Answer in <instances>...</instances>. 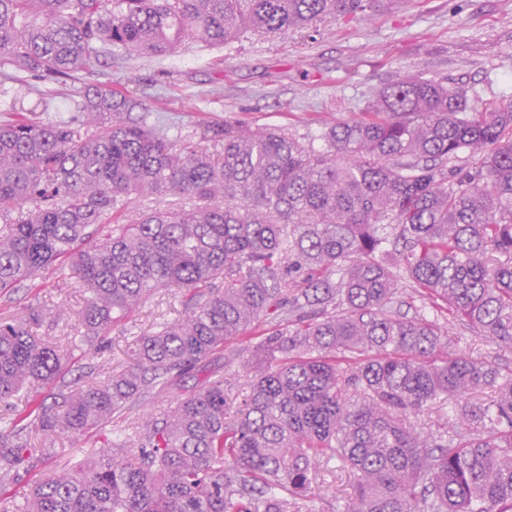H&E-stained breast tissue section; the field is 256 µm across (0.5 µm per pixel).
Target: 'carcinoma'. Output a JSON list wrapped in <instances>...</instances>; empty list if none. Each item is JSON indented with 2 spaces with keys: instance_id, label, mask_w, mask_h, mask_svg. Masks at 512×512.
<instances>
[{
  "instance_id": "carcinoma-1",
  "label": "carcinoma",
  "mask_w": 512,
  "mask_h": 512,
  "mask_svg": "<svg viewBox=\"0 0 512 512\" xmlns=\"http://www.w3.org/2000/svg\"><path fill=\"white\" fill-rule=\"evenodd\" d=\"M381 0H0V63L39 81L98 74L104 53L164 57L248 30L308 29ZM85 114L0 123V289L58 265L84 294L81 335L59 349L0 322V512H301L312 472L356 477L347 512H512V374L445 352L448 333L393 313L406 282L478 336L512 345V100L398 77L364 116L324 128L326 149L239 122L168 136L141 101L94 82ZM472 166L458 164L461 154ZM132 199L160 206L128 218ZM182 317L140 338L103 382L39 389L62 362L158 288ZM244 387L218 376L74 469L39 478L19 507L10 472L28 435L86 437L182 382L263 321ZM495 388L490 404L469 400ZM463 398L448 439L410 415Z\"/></svg>"
}]
</instances>
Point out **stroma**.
<instances>
[{
  "label": "stroma",
  "mask_w": 512,
  "mask_h": 512,
  "mask_svg": "<svg viewBox=\"0 0 512 512\" xmlns=\"http://www.w3.org/2000/svg\"><path fill=\"white\" fill-rule=\"evenodd\" d=\"M407 71L463 83L478 106L512 99V0H384L368 18H327L310 29L278 34L248 32L220 47L187 42L160 58L115 51L105 55L96 80L141 99L173 134L194 138L208 127L241 121L283 130L320 149L326 124L358 120L373 93ZM82 89L79 79L59 84L18 79L0 65V120L19 102L43 121L79 115ZM402 299L405 316L420 314L448 326L449 353L512 368V347L449 324L448 313L424 305L411 291H404ZM182 300L175 288L151 293L113 324L101 339L102 350L68 360L42 398L51 399L60 386L99 382L132 367L138 338L181 316ZM81 305L79 293L50 268L37 287L0 293V319L29 321L37 336L53 342L74 335ZM256 341L252 335L229 343L186 377L178 393L137 402L102 430L101 439H118L160 405L199 390L206 377L223 375L227 388L238 390L247 374L240 351ZM31 441L51 454L44 462L17 466L10 489L19 498L37 477L80 461L81 443L73 437L38 434ZM353 483V474L340 462L317 470L302 502L304 512H345Z\"/></svg>",
  "instance_id": "stroma-1"
}]
</instances>
